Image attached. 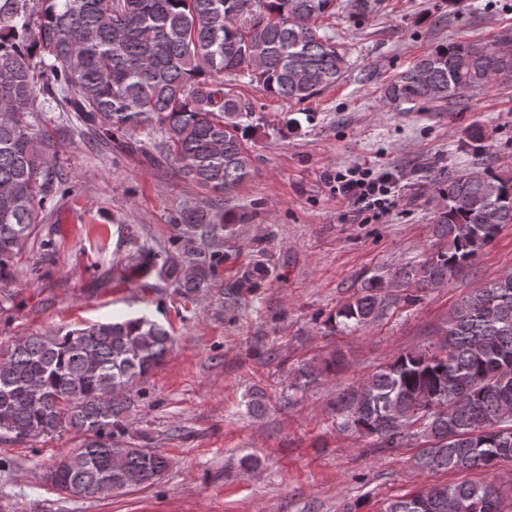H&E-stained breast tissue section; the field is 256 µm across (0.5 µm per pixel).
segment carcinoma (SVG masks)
Here are the masks:
<instances>
[{
	"label": "carcinoma",
	"mask_w": 512,
	"mask_h": 512,
	"mask_svg": "<svg viewBox=\"0 0 512 512\" xmlns=\"http://www.w3.org/2000/svg\"><path fill=\"white\" fill-rule=\"evenodd\" d=\"M336 0H0V281L31 236L55 185V157L31 132L39 79L51 100L76 113L98 140L120 154L174 159L185 179L229 194L252 173L248 140L254 108L224 91V75L243 76L298 105L336 86L346 73L336 41L316 21ZM512 88V31L491 41L440 45L383 88L391 104L447 103L487 87ZM159 132L153 152L134 135ZM471 167L438 183L444 202L433 235L439 249L393 272L374 274L328 322L356 330L399 301L440 288L468 268L478 251L512 224V171L483 162L481 129L470 133ZM183 212L173 240L185 261L164 262L181 294L211 287L224 260V230L244 222ZM260 264L244 269L229 294L259 286ZM432 350L408 352L338 396V427L382 439L385 448L424 437L423 472L491 469L512 460V273L458 301L437 330ZM171 336L146 316L115 319L0 347V432L16 440L76 430L82 446L65 456L63 483L95 499L157 480L168 459L121 441L132 404L127 390L164 358ZM341 364L300 369L304 384ZM419 426L416 432L408 431ZM512 512L500 484L465 481L391 499L383 512Z\"/></svg>",
	"instance_id": "cac0c4a2"
}]
</instances>
